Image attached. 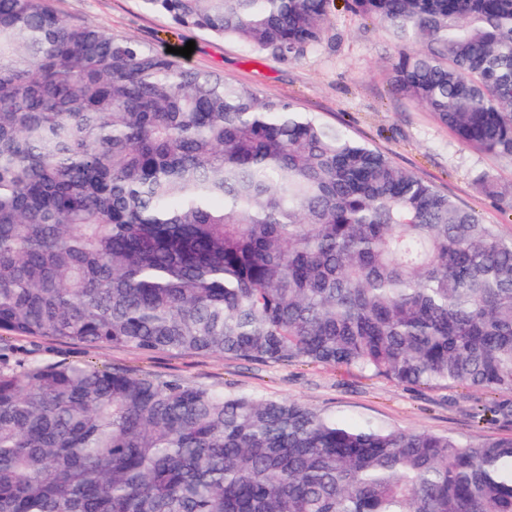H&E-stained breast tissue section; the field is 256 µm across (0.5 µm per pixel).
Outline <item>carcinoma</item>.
<instances>
[{
    "label": "carcinoma",
    "instance_id": "obj_1",
    "mask_svg": "<svg viewBox=\"0 0 512 512\" xmlns=\"http://www.w3.org/2000/svg\"><path fill=\"white\" fill-rule=\"evenodd\" d=\"M296 61L332 0H143ZM394 89L512 157V0H345ZM0 332L497 395L512 239L293 104L0 0ZM0 512H512V438L49 363L0 369Z\"/></svg>",
    "mask_w": 512,
    "mask_h": 512
}]
</instances>
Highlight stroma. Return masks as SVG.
<instances>
[{"instance_id": "1", "label": "stroma", "mask_w": 512, "mask_h": 512, "mask_svg": "<svg viewBox=\"0 0 512 512\" xmlns=\"http://www.w3.org/2000/svg\"><path fill=\"white\" fill-rule=\"evenodd\" d=\"M47 5L64 17L92 23L161 54L167 47L194 42L191 57L177 56L178 64L214 72L260 97L292 102L345 127L512 238V208L476 184L477 176L485 173L512 192V158L462 144L432 112L396 93L390 85L393 43L377 25L352 15L344 0H334L322 42L295 62L252 52L233 39L178 27L164 14L145 9L142 0H47ZM56 362L288 398L349 425L371 422L474 440L512 437V422L474 423L472 414L487 402V394L453 384L400 385L335 365L268 363L220 354H144L108 345L0 337V368Z\"/></svg>"}]
</instances>
